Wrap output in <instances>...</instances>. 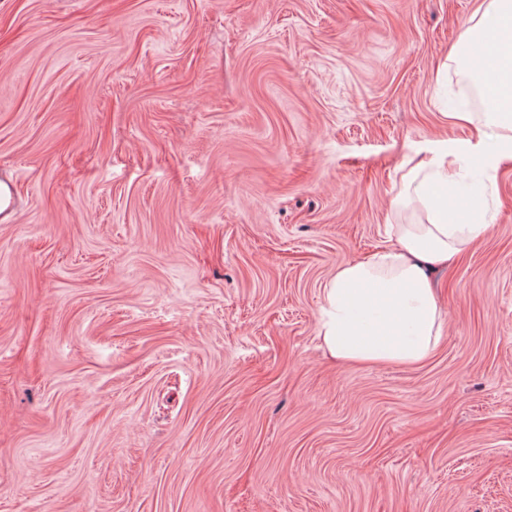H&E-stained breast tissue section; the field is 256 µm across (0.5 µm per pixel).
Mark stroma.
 <instances>
[{"mask_svg":"<svg viewBox=\"0 0 512 512\" xmlns=\"http://www.w3.org/2000/svg\"><path fill=\"white\" fill-rule=\"evenodd\" d=\"M478 0H0V512H512V161L441 73ZM489 231L425 366H339L322 284L402 155Z\"/></svg>","mask_w":512,"mask_h":512,"instance_id":"1","label":"stroma"}]
</instances>
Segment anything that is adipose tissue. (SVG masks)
<instances>
[{
    "instance_id": "obj_1",
    "label": "adipose tissue",
    "mask_w": 512,
    "mask_h": 512,
    "mask_svg": "<svg viewBox=\"0 0 512 512\" xmlns=\"http://www.w3.org/2000/svg\"><path fill=\"white\" fill-rule=\"evenodd\" d=\"M450 59L480 88L485 109L452 110L448 119L473 126L474 148L512 158V0H481ZM460 161L448 147L399 161L403 189L391 201L384 246L339 266L321 289L317 336L333 359L418 366L439 348L446 313L432 275L488 230L477 194L460 203L433 191L456 180Z\"/></svg>"
}]
</instances>
